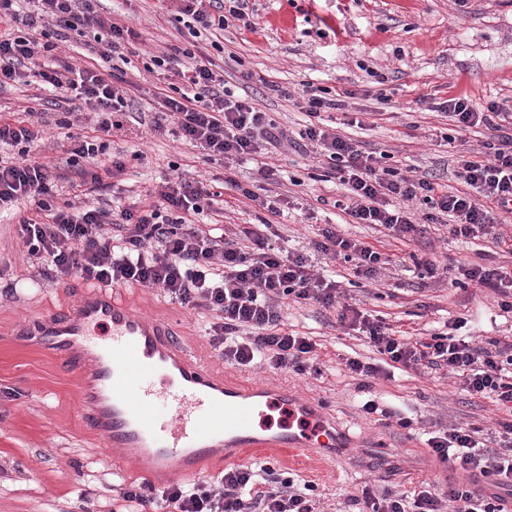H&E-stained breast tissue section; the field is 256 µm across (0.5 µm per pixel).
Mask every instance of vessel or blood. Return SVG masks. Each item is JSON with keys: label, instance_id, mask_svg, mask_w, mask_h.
<instances>
[{"label": "vessel or blood", "instance_id": "b4317fda", "mask_svg": "<svg viewBox=\"0 0 512 512\" xmlns=\"http://www.w3.org/2000/svg\"><path fill=\"white\" fill-rule=\"evenodd\" d=\"M22 333L74 371L94 356L95 388L86 395L84 421L101 433L105 447L145 450V478L195 480L200 462L219 451L226 462L242 464L252 449L298 458L339 445L335 425L285 390L270 397L269 405L301 414L303 425L283 424L274 436H256V408L244 390L216 383L204 362L177 345L169 325L137 315L112 287H85L74 303L50 319L27 323ZM134 371L140 383L131 382ZM159 374L167 380L161 388L152 383ZM165 395L173 400L170 418L155 412Z\"/></svg>", "mask_w": 512, "mask_h": 512}]
</instances>
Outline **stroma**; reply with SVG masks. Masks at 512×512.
<instances>
[{
    "instance_id": "1",
    "label": "stroma",
    "mask_w": 512,
    "mask_h": 512,
    "mask_svg": "<svg viewBox=\"0 0 512 512\" xmlns=\"http://www.w3.org/2000/svg\"><path fill=\"white\" fill-rule=\"evenodd\" d=\"M258 11L260 33L235 26L224 30V52L213 51L206 37L192 38L177 19L176 7L166 0H100L99 13L117 17L139 34L125 59L111 62L91 59L75 35L59 41L57 64H94L101 76L120 70L128 82L131 110L143 122H125L110 143L111 152H142L126 171L108 181L91 202L108 203L145 196L166 178L212 181L222 191L225 206L204 210L203 224L232 225L242 230L258 223L261 214L248 200H235L222 188L224 166L205 159L200 148L169 135L153 134L148 126L159 111V96L167 76L145 72L150 56L174 45L194 42L209 52L224 69V80L241 93V70L264 75L254 83L263 109L286 130H298L302 115L284 99V92L299 94L307 84L324 86L332 93L352 90L342 112H366L370 119L352 138L369 150L390 154V166L410 165L420 174L437 176L456 189L453 176L457 156L483 151L486 129L456 135L452 144L443 137L452 122L441 112L420 108V98L444 101L467 94L474 107L496 100L512 105V0H252ZM233 51L236 61L226 60ZM388 76V100L376 97L375 73ZM48 92L30 82L0 92V113L24 117L39 106L41 139L32 154L56 166L61 199L73 196L66 163L68 144L63 119L94 132L97 114L92 105L72 97L52 106ZM268 162L282 172L281 193L288 199L284 214L270 216V231L291 250L308 254L315 267L325 257L310 242L325 224H338L335 210L317 207L315 198L340 197L344 188L320 179L322 169L312 153L284 144L269 149ZM342 235L378 242L392 262L377 283L367 287L344 285L346 298L361 308L385 317L392 326L432 330L444 322L466 319V334L484 341L512 336V317L500 311L495 295L485 288H459L447 278L421 277L407 257L426 254L445 265L452 260L490 256L493 265L512 263V254L497 251L489 240L464 239L447 226L432 225L424 238L404 243L385 236L371 224H338ZM81 282L68 279L52 283L43 279L36 261L30 260L16 234V220L0 218V512H119L118 491L134 483V476L115 467L116 450L104 447L99 435L89 431L81 414V381L61 360L42 348L10 334L21 321L50 314L74 301ZM123 293L138 313L172 322L180 344L211 365L215 374L233 383H285L307 400L321 404L340 431L352 439L337 449L326 468L299 458L291 461L268 454L257 463L290 473L301 483H311L325 512H349L350 499L363 485L407 492L442 480L425 443V432L448 425L479 423L492 427L497 413L485 399L462 393L447 375L395 371L373 382L369 395L380 409L399 414L410 428L382 424L377 415L363 416V394L340 366L344 357L368 360L371 352L356 331L339 326L334 316L317 306L293 305L283 313L289 330L314 337L321 376L245 370L225 364L204 335L196 310L169 301L157 288L127 287Z\"/></svg>"
}]
</instances>
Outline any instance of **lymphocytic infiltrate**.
Here are the masks:
<instances>
[{
  "label": "lymphocytic infiltrate",
  "mask_w": 512,
  "mask_h": 512,
  "mask_svg": "<svg viewBox=\"0 0 512 512\" xmlns=\"http://www.w3.org/2000/svg\"><path fill=\"white\" fill-rule=\"evenodd\" d=\"M17 2L0 0V25L11 28L0 35V88L31 75L44 90L71 89L92 104L100 114L98 133L70 135L67 163L79 186L100 189L104 174L123 172L128 164L127 157L107 154L109 137L124 127L128 93L91 67L68 65L60 70L36 62L38 51L50 52L54 46L37 43L35 35L51 25L80 37L103 29L107 36L95 52L111 60L123 57L138 34L117 18H103L98 0H28L25 9ZM178 2L191 36L203 30L219 33L229 18L246 31L258 30L250 0ZM145 69L167 71L173 80L170 92L161 98L154 131L163 132L165 121H172L175 136L205 150L208 159L256 158L262 145L275 147L288 137L257 100L234 95L223 76L193 48L175 46L169 53L151 56ZM298 107L305 116L299 137L321 158L324 181L346 190L344 199L334 203L345 223L375 224L406 241L415 240L426 226L444 223L454 236H488L497 247L512 252V236L498 231L503 217L512 216V113L504 104L491 101L478 109L464 94L437 104L456 131L482 127L492 133L487 152L459 157L456 178L461 188L456 192L417 174L415 168L385 166L377 153L362 150L327 120V112L341 107L328 89L306 86ZM40 134L31 121L0 117V145L18 150L16 159H0V212L12 210L18 201L30 202L34 213L20 219L17 232L45 278L157 288L181 306L204 308L210 316L205 325L210 346L241 369L321 375L313 358L314 338L290 332L283 310L295 303L334 312L339 325L359 331L381 357L377 364L343 358V371L359 388H371L387 366L446 372L470 397L495 406L503 438L502 446L492 449L481 446L476 425L435 431L426 444L439 463L453 465L446 486L409 496L392 489L379 495L366 485L352 500L358 512H508L503 491L512 489V341L478 344L460 335L458 320L449 334L416 337L388 327L340 301L335 272H314L306 255L270 245L264 236L268 222L234 236L214 224H196L204 202L214 197L200 181L165 182L150 191L149 202L118 209L87 204L77 208L70 201H57L52 166L31 154ZM256 170L258 181L280 179L279 169L267 162L257 160ZM417 199L427 205V212L418 215L410 209ZM312 246L330 258L353 263L355 276L367 282L389 262L375 245L343 236L332 225L321 229ZM413 264L431 278L446 272L456 287L490 289L500 309L512 313V269L473 261L442 269L436 261L419 257ZM482 477L489 482L488 491L473 494L471 482ZM312 490V485L276 473L270 464L253 463L226 467L212 482L160 490L131 485L121 489L120 496L154 512H319Z\"/></svg>",
  "instance_id": "1"
}]
</instances>
